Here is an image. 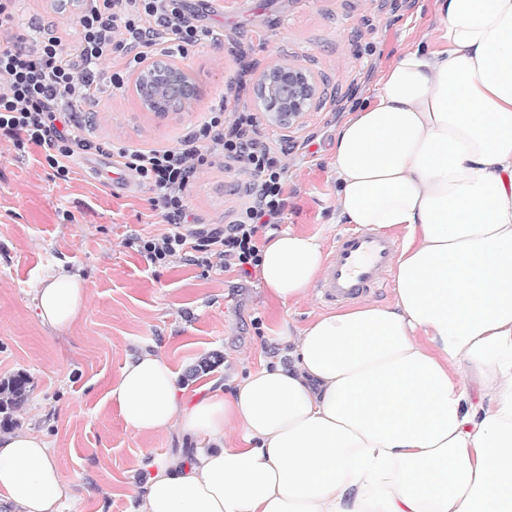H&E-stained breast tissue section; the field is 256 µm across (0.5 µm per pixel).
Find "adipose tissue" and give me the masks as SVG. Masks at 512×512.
<instances>
[{
    "instance_id": "adipose-tissue-1",
    "label": "adipose tissue",
    "mask_w": 512,
    "mask_h": 512,
    "mask_svg": "<svg viewBox=\"0 0 512 512\" xmlns=\"http://www.w3.org/2000/svg\"><path fill=\"white\" fill-rule=\"evenodd\" d=\"M432 39L393 53L336 132V221L400 230L395 300L286 328L291 365L250 372L231 396L185 402L157 352L106 393L138 435L206 446L144 456L135 512H512V0H432ZM318 236L263 246L280 302L324 270ZM43 326L82 315L79 274L40 280ZM473 367L469 381L460 363ZM64 477L43 433L0 434V502L61 512Z\"/></svg>"
}]
</instances>
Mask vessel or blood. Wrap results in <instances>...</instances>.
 Listing matches in <instances>:
<instances>
[{
  "label": "vessel or blood",
  "instance_id": "b4317fda",
  "mask_svg": "<svg viewBox=\"0 0 512 512\" xmlns=\"http://www.w3.org/2000/svg\"><path fill=\"white\" fill-rule=\"evenodd\" d=\"M397 241L370 227L339 234L316 285L319 302L342 307L384 293L391 284Z\"/></svg>",
  "mask_w": 512,
  "mask_h": 512
}]
</instances>
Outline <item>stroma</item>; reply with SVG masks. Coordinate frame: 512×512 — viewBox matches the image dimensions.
Listing matches in <instances>:
<instances>
[{
  "label": "stroma",
  "instance_id": "1",
  "mask_svg": "<svg viewBox=\"0 0 512 512\" xmlns=\"http://www.w3.org/2000/svg\"><path fill=\"white\" fill-rule=\"evenodd\" d=\"M430 4L222 0L204 22L223 39L171 56L198 89L190 110L161 121L130 91L106 82L90 108L91 130L117 145L172 146L234 84L239 51L257 75L284 61L307 68L329 82L320 106L285 131L261 122L258 134L296 142L314 136L312 152L296 149L283 158L288 206L281 227L330 245L342 230L329 167L336 130L370 94L386 56L434 30ZM43 158L41 147L21 157L0 140V381L26 377L25 399L11 413L13 428L44 433L62 474L82 476L64 512H132L133 467L143 453L186 458L205 440L127 430L119 406L105 399L125 363L153 350L180 374L185 400L220 388L229 394L236 378L285 358V326H306L322 309L312 291L284 305L256 277L243 282L217 268L148 263L125 240L163 230L153 221L149 191L113 186L104 157L78 161L65 181L53 177ZM244 182L223 165L200 169L190 197L199 220L227 224ZM60 268L82 275L87 303L69 331L54 333L40 325L32 296L40 279Z\"/></svg>",
  "mask_w": 512,
  "mask_h": 512
}]
</instances>
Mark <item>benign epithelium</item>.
Returning a JSON list of instances; mask_svg holds the SVG:
<instances>
[{
	"label": "benign epithelium",
	"mask_w": 512,
	"mask_h": 512,
	"mask_svg": "<svg viewBox=\"0 0 512 512\" xmlns=\"http://www.w3.org/2000/svg\"><path fill=\"white\" fill-rule=\"evenodd\" d=\"M182 75L181 68L170 61H144L132 83V92L141 109L159 118L188 109L197 90L192 83L183 80ZM254 94L268 119L274 125L288 129L317 105L322 90L307 70L284 63L260 75Z\"/></svg>",
	"instance_id": "benign-epithelium-1"
}]
</instances>
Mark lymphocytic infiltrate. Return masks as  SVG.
<instances>
[{
  "mask_svg": "<svg viewBox=\"0 0 512 512\" xmlns=\"http://www.w3.org/2000/svg\"><path fill=\"white\" fill-rule=\"evenodd\" d=\"M19 0H0V137L18 154L28 146L45 150V162L59 179L86 156L112 159L151 193L152 210L164 232L130 235L126 244L151 264L180 261L250 276L260 265L268 232L278 230L288 204L281 150L257 136L256 113L239 100L218 96L204 118L174 146L107 147L93 139L82 105L94 102L102 80L120 90V74L104 77L101 63L112 54L129 66L162 54L164 44L187 50L217 39L186 0H80L78 37L64 46L53 24L38 23V37L15 34ZM224 161L248 175L246 194L226 225L199 223L189 198L198 170Z\"/></svg>",
  "mask_w": 512,
  "mask_h": 512,
  "instance_id": "lymphocytic-infiltrate-1",
  "label": "lymphocytic infiltrate"
}]
</instances>
